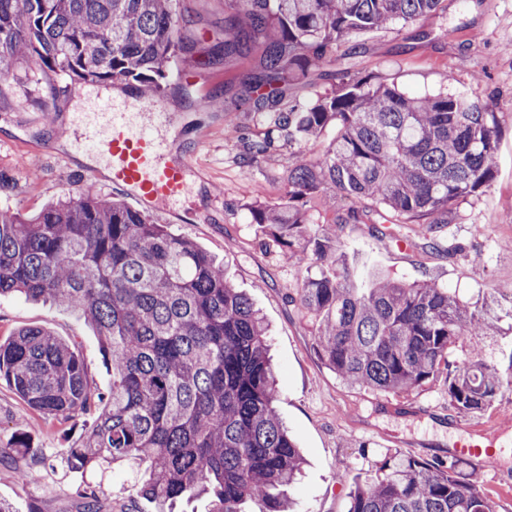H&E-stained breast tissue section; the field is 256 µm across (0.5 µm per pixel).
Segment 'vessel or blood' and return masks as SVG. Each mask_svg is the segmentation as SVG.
Segmentation results:
<instances>
[{
    "instance_id": "vessel-or-blood-1",
    "label": "vessel or blood",
    "mask_w": 512,
    "mask_h": 512,
    "mask_svg": "<svg viewBox=\"0 0 512 512\" xmlns=\"http://www.w3.org/2000/svg\"><path fill=\"white\" fill-rule=\"evenodd\" d=\"M174 120L173 113L144 110L129 98L100 96L83 113L81 133L70 143L78 151L98 156L113 187L141 208L179 220L188 212L184 201L196 171V153L173 150L168 130ZM453 454L470 458L474 482L499 470L495 450L473 439L458 440Z\"/></svg>"
}]
</instances>
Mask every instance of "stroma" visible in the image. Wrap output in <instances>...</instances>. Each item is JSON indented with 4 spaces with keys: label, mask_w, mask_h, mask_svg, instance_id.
Instances as JSON below:
<instances>
[{
    "label": "stroma",
    "mask_w": 512,
    "mask_h": 512,
    "mask_svg": "<svg viewBox=\"0 0 512 512\" xmlns=\"http://www.w3.org/2000/svg\"><path fill=\"white\" fill-rule=\"evenodd\" d=\"M237 7L236 0H177L176 5L188 22V35L201 48L223 41L224 18ZM259 60L255 48L243 57L215 58L198 68L193 85L174 69L164 91L151 95V102L175 113L172 138L178 148H197L199 167L193 178L199 200L189 222H171L160 214L154 220L169 224L223 262L230 280L249 294L270 326L271 354L282 375L277 409L305 459L304 474L291 492L297 512H345L344 477L376 469L389 454L448 459L454 442L481 424L487 427L486 445L499 455L500 477L512 479V413L507 410L512 390L494 411L463 415L449 407L444 383L408 396L351 388L317 356L316 325L289 299L299 270L264 228L252 223L248 210L250 203H275L285 196L292 154L287 147L275 148L246 170L239 163L240 147L229 134L233 126L252 137L266 131L259 115L243 103ZM340 69L410 94L463 93L492 103L499 112L495 175L479 202L463 205L456 224L439 229L436 245H418V227L408 224L403 233L410 245L402 250L391 236L378 232V215L358 224H338L334 216L345 213L347 203L332 208L314 199L309 206L338 255L361 278L389 273L413 281L428 275L459 296L496 298L499 334L474 337L470 348L455 351L453 358L464 362L477 347L498 365H511L512 0H444L435 13L352 35L337 47L331 65L286 79L285 95L309 102L335 87ZM51 85L33 63L0 81V209L28 215L71 191L125 200L104 172L58 145L59 130L75 125L98 85L79 83L56 97ZM49 106L53 119L41 123L39 116ZM452 242L477 250V258L449 255ZM27 326L76 344L94 386L102 392L110 389L112 371L79 312L20 296L0 298V342ZM85 426L81 418L58 419L33 410L0 380V446L23 429L31 436L33 453L46 459L35 482L22 486L13 477L15 460L1 457L0 501L12 512H85L82 493L91 486L96 512H158L154 502L137 494V461L116 468L105 463L83 473L63 467L62 451L78 442Z\"/></svg>",
    "instance_id": "1"
}]
</instances>
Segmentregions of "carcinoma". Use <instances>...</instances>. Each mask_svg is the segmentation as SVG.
I'll list each match as a JSON object with an SVG mask.
<instances>
[{"mask_svg":"<svg viewBox=\"0 0 512 512\" xmlns=\"http://www.w3.org/2000/svg\"><path fill=\"white\" fill-rule=\"evenodd\" d=\"M442 0H239L224 19L223 56L255 46L260 71L249 82L256 112L274 104L261 139L240 137V164L251 167L279 139L297 147L288 197L250 208L252 223L300 271L293 299L316 322L315 345L343 384L412 394L440 377L451 407L481 413L500 401L512 363L501 370L477 350L459 364L453 350L496 333L497 302L476 305L431 279L373 276L364 288L340 263L332 238L307 203L349 199L391 214L383 231L417 224L428 240L458 209L478 201L496 168L500 115L463 95L411 96L347 70L308 104L281 106V75L334 61L352 33L410 21ZM173 0H0V78L32 60L72 82L115 80L158 92L175 58L202 63L207 51L185 33ZM317 160L302 142L329 128ZM21 295L81 312L112 370L106 393L93 387L73 344L40 327L0 343V379L44 415L90 416L92 426L65 466L84 472L101 461L147 464L138 491L166 509L206 495L211 512H290V490L304 459L275 406L279 382L267 326L223 266L166 224L109 198L70 195L27 219L0 210V297ZM17 433L0 456L25 457ZM41 461L16 468L19 483ZM345 512H496L456 460L392 455L348 483Z\"/></svg>","mask_w":512,"mask_h":512,"instance_id":"1","label":"carcinoma"}]
</instances>
